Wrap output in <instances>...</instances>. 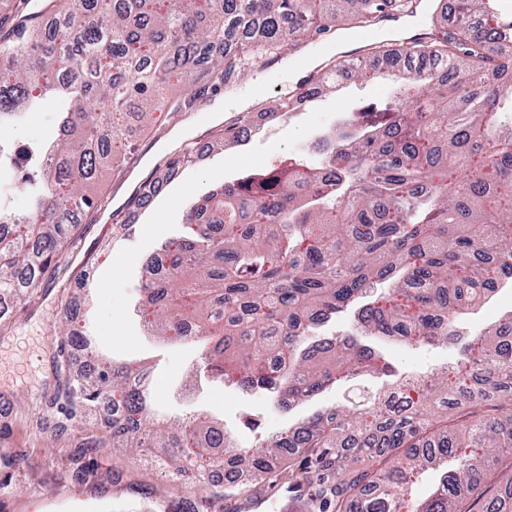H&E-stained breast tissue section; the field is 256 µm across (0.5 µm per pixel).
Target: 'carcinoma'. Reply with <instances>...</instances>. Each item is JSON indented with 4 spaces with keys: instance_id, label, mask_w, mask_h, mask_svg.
Listing matches in <instances>:
<instances>
[{
    "instance_id": "carcinoma-1",
    "label": "carcinoma",
    "mask_w": 512,
    "mask_h": 512,
    "mask_svg": "<svg viewBox=\"0 0 512 512\" xmlns=\"http://www.w3.org/2000/svg\"><path fill=\"white\" fill-rule=\"evenodd\" d=\"M460 0L466 20L433 26L442 40L410 49L394 103L358 112L321 136L318 166L274 167L234 179L190 206L181 237L148 263L138 312L148 333L200 346L193 385L231 382L296 406L342 377L392 378L358 407L314 413L258 448H241L224 421L189 409L160 421L135 363L94 348V373H67L56 404L99 406L121 457L156 449L178 482L224 468L235 489L279 475L316 512H512V315L423 379L400 376L389 342L453 343L462 317L512 271V20ZM52 31L19 0L0 15V126L47 102L64 103L62 138L30 152L15 183L32 200L0 211V298L18 303L55 271L76 227L107 206L90 182L132 147L129 118L185 112L207 94L196 76L231 80L281 58L349 11L368 23L413 13V0H54ZM188 94L173 97L170 80ZM352 309L354 336L317 325ZM305 457L295 464V449ZM439 472L422 500L412 476Z\"/></svg>"
}]
</instances>
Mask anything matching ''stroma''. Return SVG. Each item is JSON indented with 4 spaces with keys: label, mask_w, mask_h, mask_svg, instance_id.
Returning <instances> with one entry per match:
<instances>
[{
    "label": "stroma",
    "mask_w": 512,
    "mask_h": 512,
    "mask_svg": "<svg viewBox=\"0 0 512 512\" xmlns=\"http://www.w3.org/2000/svg\"><path fill=\"white\" fill-rule=\"evenodd\" d=\"M295 78L279 66H253L221 90L209 91L208 102L235 93H250L249 112H261L260 134L237 142L211 143L209 151L169 170L166 159L182 142L209 140L217 128L203 106L165 114L157 125L136 132L135 149L121 176L100 175L110 205L95 223L82 227L76 245L68 248L51 279L37 293L12 307L7 326L0 327V512H167L173 499L202 503L211 496L207 483L185 486L165 476L150 455L119 461L109 448L96 449L87 475H80L73 455L95 428L98 411L61 413L55 398L64 386L66 371L83 369L87 354L68 345L63 334L64 302L76 296L78 325L104 345L116 360L150 359L157 409L176 414L184 404L174 393L180 389L196 353L148 337L134 314V302L144 275V260L169 237L182 230L193 199L240 175L299 156L316 162L311 146L317 135L334 126L347 112L371 103L391 101L397 91L388 81L343 80L336 88L300 93L289 115L273 114L283 94L294 91ZM58 111L44 106L0 135L12 143L35 144L51 137ZM154 180L163 189L149 207L131 209L127 202L140 183ZM93 255L91 278H84L86 255ZM512 311V288L501 289L465 318L464 328L480 335ZM390 351L406 373L425 374L452 362L447 347L409 348L391 345ZM379 381L354 376L323 390L305 408L323 412L364 400ZM196 404L237 427L242 445H256L260 436L287 430L292 412L220 384L196 395ZM256 415L260 426L244 428V414Z\"/></svg>",
    "instance_id": "35a3bbf8"
}]
</instances>
